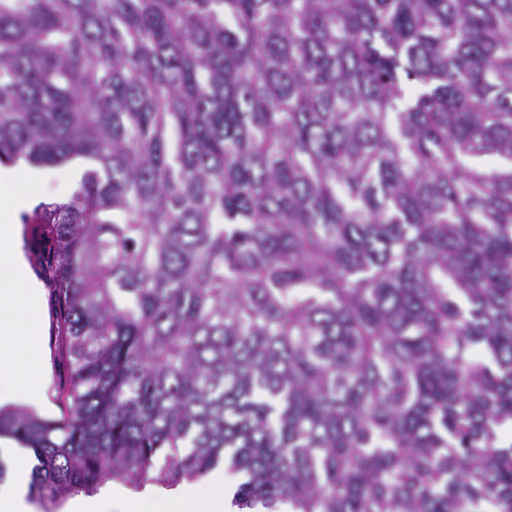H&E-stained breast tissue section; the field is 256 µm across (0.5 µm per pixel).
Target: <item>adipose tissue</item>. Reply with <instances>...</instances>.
Here are the masks:
<instances>
[{
  "label": "adipose tissue",
  "instance_id": "adipose-tissue-1",
  "mask_svg": "<svg viewBox=\"0 0 512 512\" xmlns=\"http://www.w3.org/2000/svg\"><path fill=\"white\" fill-rule=\"evenodd\" d=\"M50 177L49 171L20 162L0 164V371L26 375L22 384L0 387V403L35 400L41 393V353L35 339L43 329L39 312L45 294L26 258L21 216L33 208ZM160 502L168 504L169 512H237L223 484H215L203 496L189 482L138 491L105 486L95 495L69 500L62 512H98L102 505L112 503L120 512H155Z\"/></svg>",
  "mask_w": 512,
  "mask_h": 512
}]
</instances>
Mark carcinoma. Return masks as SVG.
Returning <instances> with one entry per match:
<instances>
[{
	"label": "carcinoma",
	"mask_w": 512,
	"mask_h": 512,
	"mask_svg": "<svg viewBox=\"0 0 512 512\" xmlns=\"http://www.w3.org/2000/svg\"><path fill=\"white\" fill-rule=\"evenodd\" d=\"M67 382L28 495L512 512V0H0V163ZM216 479L223 482L224 486L221 482L214 486ZM241 481V476L230 474L227 468L221 466L194 481L202 495L209 494L214 486L207 496L198 494L196 486L189 482L173 488L146 486L138 491L124 488L120 492H116L114 487L111 489L104 486L95 495L81 492L83 495L69 500L62 512H98L96 510L102 505L112 507V502L121 507L119 512H156L155 506L158 502L168 504L170 512H237L238 508L231 505V495L224 488L233 486L237 490Z\"/></svg>",
	"instance_id": "obj_1"
}]
</instances>
